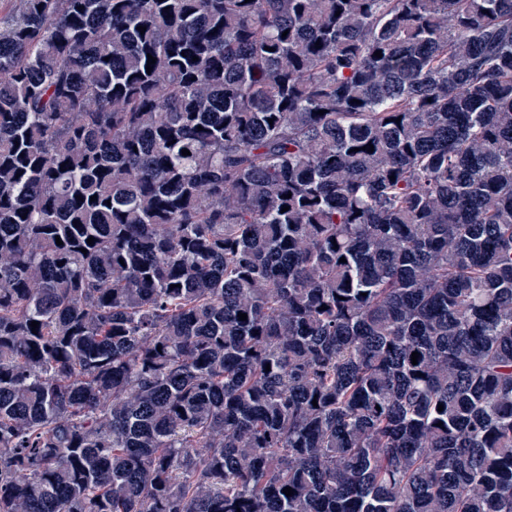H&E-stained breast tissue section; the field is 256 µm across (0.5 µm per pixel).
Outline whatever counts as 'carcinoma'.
Here are the masks:
<instances>
[{"label": "carcinoma", "mask_w": 512, "mask_h": 512, "mask_svg": "<svg viewBox=\"0 0 512 512\" xmlns=\"http://www.w3.org/2000/svg\"><path fill=\"white\" fill-rule=\"evenodd\" d=\"M17 2L0 512H512V0Z\"/></svg>", "instance_id": "1"}]
</instances>
